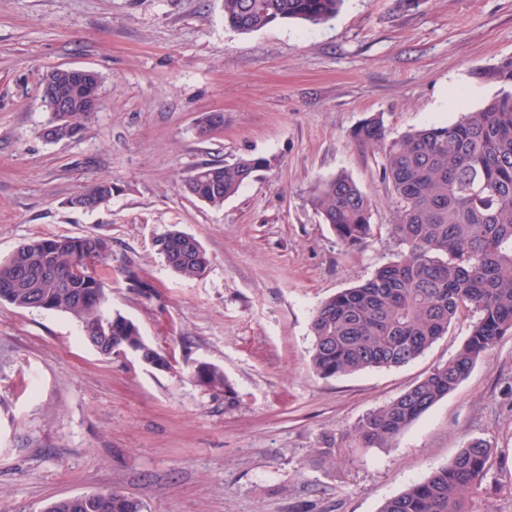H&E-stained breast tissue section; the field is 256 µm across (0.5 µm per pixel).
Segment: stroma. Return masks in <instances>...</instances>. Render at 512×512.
<instances>
[{
	"label": "stroma",
	"instance_id": "obj_1",
	"mask_svg": "<svg viewBox=\"0 0 512 512\" xmlns=\"http://www.w3.org/2000/svg\"><path fill=\"white\" fill-rule=\"evenodd\" d=\"M507 57L512 0H345L326 23L252 33L225 26L223 0H0V260L35 237L108 239L107 312L173 356L163 371L104 358L69 314L0 302V512L106 488L142 512H379L474 438L492 449L480 507L512 512V335L383 448L359 422L454 356L475 313L402 367L308 365L317 306L400 250L383 155L354 129L377 113L393 137L456 121L499 93L480 74ZM59 67L96 72L102 104L55 144L41 90ZM215 110L223 128L200 137ZM246 156L271 165L223 208L185 193L195 166ZM339 173L370 199L358 249L310 204ZM102 178L108 203L69 206ZM172 228L208 252L202 275L158 254ZM199 362L224 371L234 406L197 382Z\"/></svg>",
	"mask_w": 512,
	"mask_h": 512
}]
</instances>
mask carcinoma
<instances>
[{"label": "carcinoma", "instance_id": "cac0c4a2", "mask_svg": "<svg viewBox=\"0 0 512 512\" xmlns=\"http://www.w3.org/2000/svg\"><path fill=\"white\" fill-rule=\"evenodd\" d=\"M343 0H223L224 22L240 33L280 22L320 24L333 18ZM74 95L73 110L57 126L54 141L84 130L86 97L100 98V77L72 81L66 69L51 71ZM502 91L455 122L389 137L383 116L355 129L361 144L384 155L383 178L396 200L392 232L404 250L366 282L322 301L311 321L309 366L322 377L367 369L402 367L417 359L447 331L463 309L477 318L466 342L448 361L433 367L396 398L371 412L357 427L367 446L389 447L439 400L453 392L476 361L512 333V57L485 72ZM270 166L262 157L232 164L203 163L184 181L190 196L221 208L255 173ZM94 197L112 198V181L101 179L69 200L87 209ZM310 203L337 239L349 248L373 233L368 197L346 174L322 181ZM173 229L157 240L167 266L184 279L203 274L210 257ZM44 237L21 244L0 261V301L22 309L60 311L76 318L82 336L101 356L134 347L145 359L162 356L138 326L110 316L112 332L97 331L104 319L99 296L107 297L98 267L112 253L97 235L54 237V257L43 254ZM197 381L224 389V405L237 395L224 372L209 365ZM491 448L469 441L447 464L406 491L387 499L379 512H477L476 498L489 471ZM99 496L57 499L47 512H141L140 502L118 490Z\"/></svg>", "mask_w": 512, "mask_h": 512}]
</instances>
